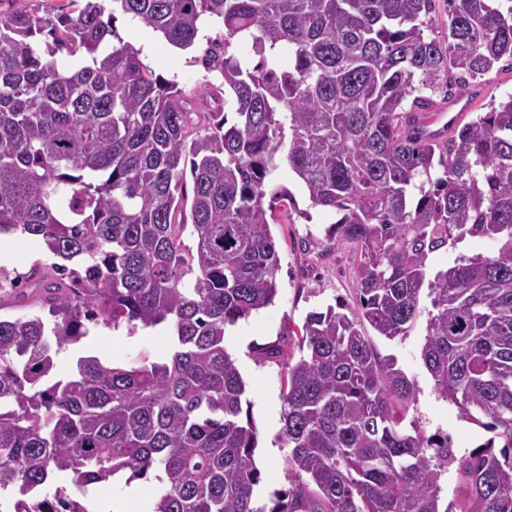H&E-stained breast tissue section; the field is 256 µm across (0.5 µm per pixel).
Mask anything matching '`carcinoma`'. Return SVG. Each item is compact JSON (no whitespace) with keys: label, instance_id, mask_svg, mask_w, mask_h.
<instances>
[{"label":"carcinoma","instance_id":"cac0c4a2","mask_svg":"<svg viewBox=\"0 0 512 512\" xmlns=\"http://www.w3.org/2000/svg\"><path fill=\"white\" fill-rule=\"evenodd\" d=\"M446 2L443 40L424 34L434 0H112L109 14L69 0L52 18L0 16V235L57 258L11 288L61 316L0 319V512H89L51 481L87 488L124 470L161 473L154 512H512V96L442 143L419 118L431 94L450 101L512 67V0ZM116 12L181 50L220 23L202 62L237 122L188 107L117 33ZM280 161L313 206L341 214L334 240L360 252L378 335H405L430 298L434 389L496 438L458 457L448 436L407 431L394 406L413 384L330 306L306 316L286 363L294 486L257 505L258 432L225 336L277 293L268 213L290 195L265 198ZM468 237L494 252L430 272L432 254ZM90 311L166 327V356L130 368L81 356L51 380L52 347L87 335ZM453 464L452 510L440 479Z\"/></svg>","mask_w":512,"mask_h":512}]
</instances>
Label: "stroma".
Returning a JSON list of instances; mask_svg holds the SVG:
<instances>
[{"instance_id":"stroma-1","label":"stroma","mask_w":512,"mask_h":512,"mask_svg":"<svg viewBox=\"0 0 512 512\" xmlns=\"http://www.w3.org/2000/svg\"><path fill=\"white\" fill-rule=\"evenodd\" d=\"M223 29L205 27L196 45L187 50L161 42L148 65L156 74L176 82L189 104H199L208 85L220 84L218 73L208 71L198 58L208 41L223 39ZM512 95V70L498 66L486 74L472 97L463 99L454 107L437 104L429 110L425 122L430 131L447 138L451 129L488 111L492 100H505ZM274 190L290 191L300 209L309 211L310 220L285 222L282 214H275L270 224L279 253L276 275L278 292L275 301L244 319V332L227 331L225 344L235 359L246 383V397L256 425L259 439L256 464L261 481L254 490L259 504H270L274 493L291 488L292 476L288 470L290 450L282 431V395L286 385L285 364L291 354L297 353V338L292 331L302 325L312 311L325 310L330 305H342L350 318L361 319L355 268L359 253L352 245H334L328 232L337 221L335 213L313 207L303 186L287 166H280L269 179ZM53 261L44 245L19 234L0 237V270L13 276L26 273L33 265H49ZM433 313L429 300H422L421 314L406 335L392 340L369 332L375 350L383 358H394L398 368L410 379L414 398L406 408L405 426L416 427L425 434L447 435L455 455H463L489 439L486 428L462 419L454 404L438 397L422 358L421 349L426 335L427 321ZM278 346L280 357L260 355L261 347ZM166 354V340L156 329L113 327L98 324L89 336L68 346L53 356L54 378L73 374L76 361L82 356H95L121 367L158 362ZM128 472H120L112 480L91 489L88 507L110 505L112 512H141V500L124 494Z\"/></svg>"}]
</instances>
